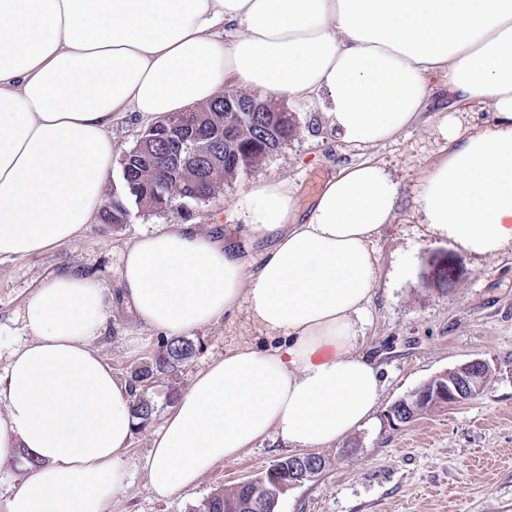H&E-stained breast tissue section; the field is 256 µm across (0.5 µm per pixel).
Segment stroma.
<instances>
[{
  "label": "stroma",
  "instance_id": "stroma-1",
  "mask_svg": "<svg viewBox=\"0 0 512 512\" xmlns=\"http://www.w3.org/2000/svg\"><path fill=\"white\" fill-rule=\"evenodd\" d=\"M429 84L428 104L418 120L395 141L374 147L343 140L327 118L324 94L283 100L296 125L295 136L209 199L167 211L136 210L124 224L95 222L70 244L0 261V369L9 351L27 338L22 314L28 300L56 275L77 269L118 290L126 246L163 224H193L202 233L235 240L249 261L258 262L268 241L224 221L225 210L253 182L288 181L304 207L325 175L377 160L398 186L399 207L374 241L378 287L358 350L381 366L385 389L361 429L342 445L323 449L330 461L323 474L281 495L277 512H512V254L472 256L433 237L422 222L416 198L429 165L448 153L439 126L451 110L445 78L431 75ZM437 263L447 264V279H434ZM127 336L141 337L146 359L161 350L160 337L116 297L95 346L125 376L141 367L126 354ZM263 336L243 311L191 333L195 356L173 374L153 378L147 391L154 413L135 432L126 457L131 483L113 499L110 512H195L215 490L232 487L290 455V448L269 438L239 458L217 464L195 488L168 500L155 498L143 467L150 433L203 364L226 348ZM473 359L486 361L493 372L480 395L406 425L388 424L385 413L391 404Z\"/></svg>",
  "mask_w": 512,
  "mask_h": 512
}]
</instances>
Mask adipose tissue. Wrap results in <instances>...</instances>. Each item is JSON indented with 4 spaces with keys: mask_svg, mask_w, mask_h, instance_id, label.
<instances>
[{
    "mask_svg": "<svg viewBox=\"0 0 512 512\" xmlns=\"http://www.w3.org/2000/svg\"><path fill=\"white\" fill-rule=\"evenodd\" d=\"M434 73L456 110L417 199L424 222L477 256L512 251V0H0V260L69 243L96 218L118 115L184 112L231 76L274 98L325 93L345 141L378 144L413 123ZM472 101L493 122L463 138L456 111ZM397 204L363 161L326 176L304 212L284 182L234 201L228 221L274 241L258 269L191 224L127 245L120 295L152 330L178 337L244 309L270 339L212 358L167 409L145 459L156 497L269 437L325 448L371 418L384 380L355 348L377 285L371 241ZM111 304L76 270L28 301L29 338L0 373V464L34 467L5 512H109L127 487L131 380L94 346Z\"/></svg>",
    "mask_w": 512,
    "mask_h": 512,
    "instance_id": "1",
    "label": "adipose tissue"
}]
</instances>
